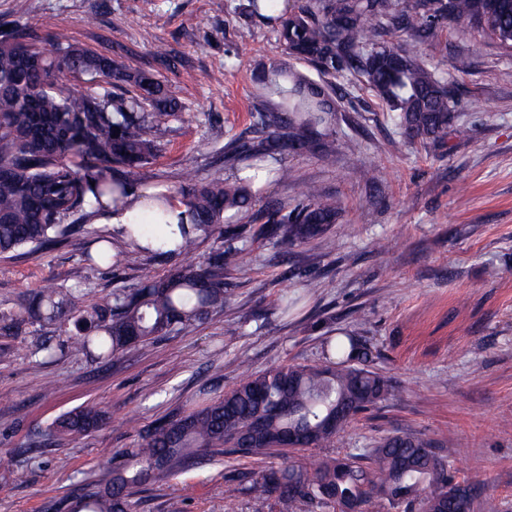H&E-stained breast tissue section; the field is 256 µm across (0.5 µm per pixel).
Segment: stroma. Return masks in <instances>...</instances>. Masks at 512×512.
Here are the masks:
<instances>
[{"label": "stroma", "instance_id": "35a3bbf8", "mask_svg": "<svg viewBox=\"0 0 512 512\" xmlns=\"http://www.w3.org/2000/svg\"><path fill=\"white\" fill-rule=\"evenodd\" d=\"M240 2L0 0V20L27 28L44 48L55 25H64L88 52L171 84L183 108L157 131L155 159L134 173L119 165L112 172L136 188L172 189L190 173L234 178L243 168L225 163L222 148L251 139L260 101L251 70L282 51L270 30L234 12ZM160 44L175 56L174 68L155 59ZM431 53L446 68L460 53L472 60L454 80L456 121L467 133L421 147L369 90L350 87L336 124L350 145L338 150L335 168L315 155L285 154L284 178L266 182L247 215H226L249 270L225 276L229 300L211 322L99 364L32 355L44 333L37 326L0 337V512H44L74 484L101 475L103 449L137 447L141 428L235 385L241 360L254 372L314 365L326 340L342 331L366 341L372 369L400 393L357 415L329 445L299 450L298 460L417 434L449 454L456 479L481 477L499 512H512V52L447 27ZM367 167L376 168L375 183L363 180ZM307 184L341 202L336 226L306 244H274L265 233L268 211L292 209ZM70 221L85 227L70 242L0 259L1 310L46 282L76 285L91 235L107 237L117 254L129 247L88 211ZM293 290L304 301L279 314V295ZM49 377L59 381L51 396L42 391ZM86 404L105 407L108 423L74 440L40 443L54 420ZM61 457L68 470L57 468ZM278 463L241 458L193 467L144 487L133 512H249L247 497L225 499L226 480Z\"/></svg>", "mask_w": 512, "mask_h": 512}]
</instances>
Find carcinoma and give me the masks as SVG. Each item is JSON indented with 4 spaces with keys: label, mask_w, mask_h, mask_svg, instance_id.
<instances>
[{
    "label": "carcinoma",
    "mask_w": 512,
    "mask_h": 512,
    "mask_svg": "<svg viewBox=\"0 0 512 512\" xmlns=\"http://www.w3.org/2000/svg\"><path fill=\"white\" fill-rule=\"evenodd\" d=\"M234 10L257 19L275 34L283 59L254 67L264 104L253 112L260 140L241 146L248 167L273 170L266 161L285 153L336 159V117L346 86L360 84L392 113L396 128L427 147L448 140L457 99L448 71L427 52L443 26L481 32L512 50V0H245ZM52 50L31 44L24 29L0 30V257L34 254L65 243L81 229L63 220L94 196L118 201L128 183L112 164L129 172L144 167L158 144L152 129L181 109L171 88L147 72L91 54L55 27ZM306 63L318 78L297 68ZM87 73L131 96L108 89L75 93L68 75ZM148 105L144 111L142 105ZM176 193L187 221L171 225L141 217L126 233L155 244L112 254L99 240L83 259L82 281L67 287L46 282L18 308L0 312V334L18 335L29 325L50 329L35 352L46 358L74 350L94 361L118 360L159 337L178 335L210 322L227 303L224 274H246L244 248L226 242L224 214L252 208V183L242 179L185 177ZM341 203L308 186L290 212L268 214L270 238L291 245L317 239L336 223ZM205 240L211 251L185 260ZM170 261L161 277L147 271V258ZM142 271L136 283L95 293L100 271L116 262ZM372 352L359 336L326 344L320 365H285L250 374L219 396L179 409L140 432L138 447L115 457L112 469L53 500L49 512H130L131 498L191 467L241 457L280 455L279 466L238 475L224 493H255L251 512H374L382 501L405 512H497L485 484L448 474L435 463L431 442L415 434L386 436L361 453L326 457L313 466L290 459L281 436L303 434L301 445L321 447L359 413L394 397L398 389L370 367ZM108 411L78 407L55 420L45 436L57 442L102 426Z\"/></svg>",
    "instance_id": "obj_1"
}]
</instances>
